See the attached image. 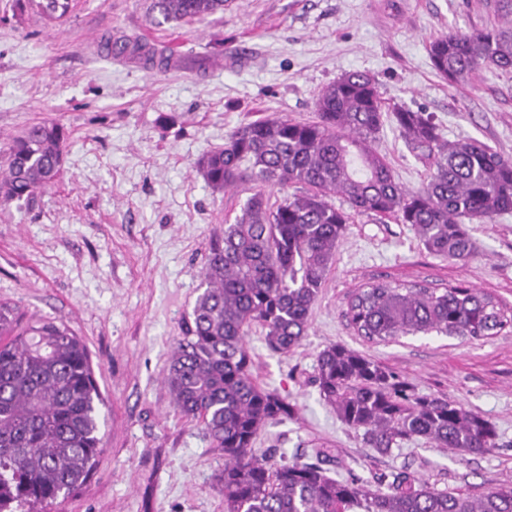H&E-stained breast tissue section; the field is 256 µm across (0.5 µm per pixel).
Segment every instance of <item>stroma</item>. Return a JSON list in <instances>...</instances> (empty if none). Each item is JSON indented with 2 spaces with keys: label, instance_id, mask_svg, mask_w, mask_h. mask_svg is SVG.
I'll list each match as a JSON object with an SVG mask.
<instances>
[{
  "label": "stroma",
  "instance_id": "35a3bbf8",
  "mask_svg": "<svg viewBox=\"0 0 512 512\" xmlns=\"http://www.w3.org/2000/svg\"><path fill=\"white\" fill-rule=\"evenodd\" d=\"M498 0H228L189 23L158 24L152 0H74L66 20L38 7L13 15L0 0V172L9 144L43 121L67 134L61 172L26 201H0V300L24 322L52 318L86 343L104 404L103 450L87 481L49 512H224V454L174 408L165 383L173 343L201 292L209 248L250 185L217 192L193 168L254 120L316 118L324 87L373 76L386 107L431 114L444 140L475 139L512 159V72L477 66L451 84L429 44L502 24ZM128 36L182 56L179 68L119 62L91 43ZM223 60V70L211 67ZM396 179L426 183L429 166L385 121L374 144ZM466 264L428 253L410 225L353 215L293 352H272L261 327L245 341L251 373L294 405L254 447L271 461L327 449L330 476L368 485L408 467L445 492L512 484V332L479 341L405 336L373 344L344 313L373 281L445 288L465 280L512 309V213L470 227ZM342 344L420 395L464 404L492 422L498 448L460 457L423 440L391 454L366 447L315 382L320 351Z\"/></svg>",
  "mask_w": 512,
  "mask_h": 512
}]
</instances>
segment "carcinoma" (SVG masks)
<instances>
[{
	"mask_svg": "<svg viewBox=\"0 0 512 512\" xmlns=\"http://www.w3.org/2000/svg\"><path fill=\"white\" fill-rule=\"evenodd\" d=\"M42 2L47 17L60 20L72 0ZM224 2L153 0L152 9L164 23L191 21L224 9ZM131 53L148 69H166L171 61L137 43ZM429 57L451 84L482 64L512 70V20L438 37ZM316 112L311 122L277 115L249 123L195 163L215 191L246 178L257 185L211 244L204 290L166 373L175 410L199 423L224 452V512H512V485L454 495L404 467L373 488L334 478L318 463L270 465L252 448L262 427L290 417L294 408L255 383L245 336L259 325L273 352L288 354L300 344L351 214L408 224L428 252L465 263L473 255L468 224L512 212L511 159L476 140L446 142L430 117L398 108L393 119L400 136L432 160L425 185L405 188L371 146L383 106L369 74L337 78L319 95ZM66 139L53 122L14 137L0 198H29L50 185ZM292 184L305 191L288 194ZM268 186L279 187V201L270 202ZM331 192L342 195L349 210L332 205ZM346 317L354 332L376 344L432 333L481 340L512 331V312L465 281L446 288L367 283L352 294ZM0 336L8 337L0 344V512H46L88 478L101 451L104 401L88 348L67 325L39 319L22 327L18 308L1 301ZM316 383L342 423L380 454L413 438L461 456L498 447L497 431L482 415L457 401L414 393L344 345L318 354Z\"/></svg>",
	"mask_w": 512,
	"mask_h": 512,
	"instance_id": "obj_1",
	"label": "carcinoma"
}]
</instances>
